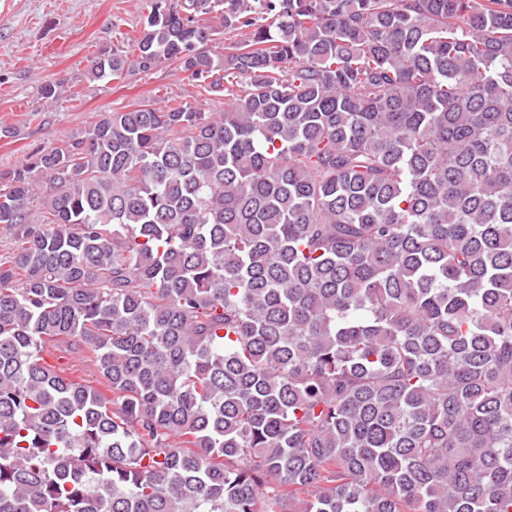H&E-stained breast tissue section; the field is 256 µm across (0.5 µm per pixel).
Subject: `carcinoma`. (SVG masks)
Instances as JSON below:
<instances>
[{
    "label": "carcinoma",
    "instance_id": "cac0c4a2",
    "mask_svg": "<svg viewBox=\"0 0 512 512\" xmlns=\"http://www.w3.org/2000/svg\"><path fill=\"white\" fill-rule=\"evenodd\" d=\"M147 8L224 111L0 171V512H512V0ZM47 356L48 361L58 369L67 373L77 370L88 381L93 384L97 383L98 374L96 368L90 363L83 362L79 356L54 347L51 348V354H47Z\"/></svg>",
    "mask_w": 512,
    "mask_h": 512
}]
</instances>
